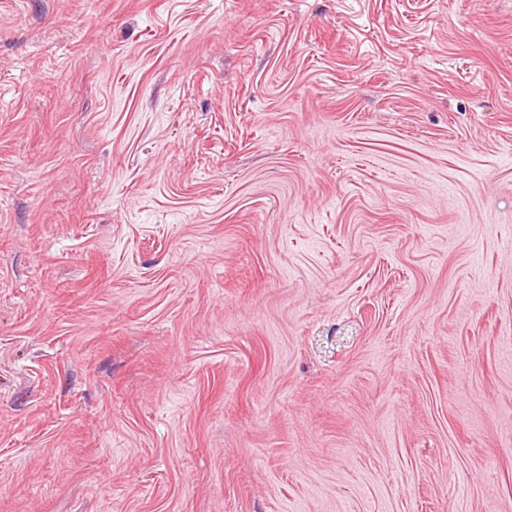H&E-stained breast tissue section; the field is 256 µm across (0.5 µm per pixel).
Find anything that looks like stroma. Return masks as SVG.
Here are the masks:
<instances>
[{
  "instance_id": "1",
  "label": "stroma",
  "mask_w": 512,
  "mask_h": 512,
  "mask_svg": "<svg viewBox=\"0 0 512 512\" xmlns=\"http://www.w3.org/2000/svg\"><path fill=\"white\" fill-rule=\"evenodd\" d=\"M0 512H512V0H0Z\"/></svg>"
}]
</instances>
